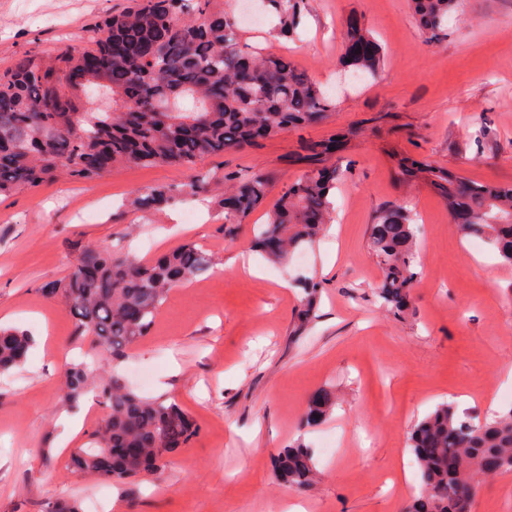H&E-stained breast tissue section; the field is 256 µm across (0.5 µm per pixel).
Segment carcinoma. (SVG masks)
I'll return each mask as SVG.
<instances>
[{
  "label": "carcinoma",
  "instance_id": "1",
  "mask_svg": "<svg viewBox=\"0 0 512 512\" xmlns=\"http://www.w3.org/2000/svg\"><path fill=\"white\" fill-rule=\"evenodd\" d=\"M211 0H137L122 14L106 17L88 36V47L69 48L46 60L29 53L0 70V196L38 187L62 172L89 182L120 165H173L193 170L199 160L292 125L316 124L336 111V101L285 57L241 45L240 19L215 13ZM302 0H268L278 33L291 35ZM460 0H412L413 14L429 41L448 36V19ZM357 78L373 76L382 55L366 28L347 31ZM112 53V70L83 85L63 76L87 56ZM426 179L446 195L448 210L469 215L455 223L463 237L484 240L503 264L512 266V186L453 177L435 168ZM343 178L335 165L313 169L282 192L254 246L266 251L270 239L284 248L269 258L285 260L313 246L328 223L331 196ZM233 192L221 199L224 223L241 224L264 206L270 184L261 174H227ZM179 185H161L135 200L153 212L181 197ZM370 245L380 259L381 298L398 311L407 308L417 257L416 224L401 206L381 210ZM77 263L92 271L87 279L67 277L46 292L59 296L74 323L75 336L89 341L90 360L64 373L65 398L76 404L94 391L107 415L91 434L90 447L71 456L72 469L99 482H121L160 473L168 456L199 433L196 421L174 400L144 397L118 374L98 377L101 357L117 361L148 332L168 292L209 267L206 253L187 242L151 264L127 256L87 249ZM33 339L17 328H0V375L22 366ZM333 400L325 392L311 400L306 420L324 418ZM410 451L417 463L418 493L411 512H472L482 479L512 470V408L473 425L444 402L416 422ZM278 479L297 490L315 482L311 449L283 448L274 458Z\"/></svg>",
  "mask_w": 512,
  "mask_h": 512
}]
</instances>
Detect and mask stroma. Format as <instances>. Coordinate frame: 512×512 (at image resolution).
I'll return each instance as SVG.
<instances>
[{
	"label": "stroma",
	"instance_id": "obj_1",
	"mask_svg": "<svg viewBox=\"0 0 512 512\" xmlns=\"http://www.w3.org/2000/svg\"><path fill=\"white\" fill-rule=\"evenodd\" d=\"M131 0H0V69L30 49L45 55L81 45L102 17ZM243 27L242 42L285 55L335 98L324 123L288 130L245 149L199 161L207 192L187 194L151 215L138 194L191 181L190 170L119 166L90 182L60 175L0 197V325L27 331L34 345L21 370L0 376V512H47L63 497L104 512H406L415 476L409 434L437 404L478 421L512 407V267L489 245L460 236L424 169L472 181L512 184V0H463L448 35L427 41L410 0H303L295 34L277 17ZM60 16L68 33L43 25ZM360 19L380 44L377 75L342 67L344 32ZM340 139L335 153L310 146ZM336 163L344 177L325 234L302 256L274 262L251 242L286 185ZM260 173L264 207L227 229L224 176ZM403 205L417 218L418 277L411 304L394 314L380 297L381 266L369 247L378 212ZM192 242L208 271L169 292L147 335L120 363L101 360L142 396L166 395L200 427L151 482L104 484L69 465L100 417L94 395L70 406L63 370L81 361L60 298L45 294L88 247L150 263ZM253 255L259 273L243 275ZM320 282L314 296L304 283ZM334 393L321 421L303 417L311 397ZM312 448L315 485L278 481L273 457ZM474 512H512V471L486 478Z\"/></svg>",
	"mask_w": 512,
	"mask_h": 512
}]
</instances>
